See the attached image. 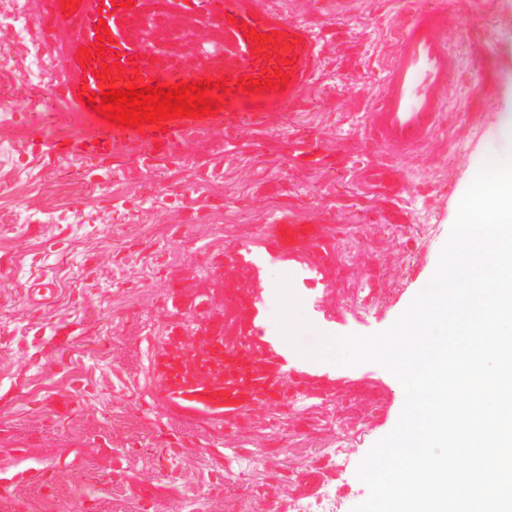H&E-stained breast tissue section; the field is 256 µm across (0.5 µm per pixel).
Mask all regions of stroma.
<instances>
[{
	"mask_svg": "<svg viewBox=\"0 0 512 512\" xmlns=\"http://www.w3.org/2000/svg\"><path fill=\"white\" fill-rule=\"evenodd\" d=\"M398 0H346L323 15L313 0H288L291 14L322 26L324 74L305 112L274 114L263 134L245 133L236 156L209 135L195 139L193 162H223L222 223L176 224L149 212L123 224L101 212L82 179L87 157L75 145L83 129L71 113L44 125L40 112L0 125V141L21 147L35 136L68 147L73 171L57 183L42 158L31 178L0 170V461L37 445L55 459L46 483L17 488L0 512H281L285 501L332 487L341 512L369 495L356 471L395 427L405 402L400 382L374 362L339 367L289 352L279 335L281 265L314 264L320 275L299 296L311 349L321 335L385 331L425 287L430 265L454 223L469 169L496 123L512 80V0H448L453 22L471 21L452 43L464 64L448 84V110L418 157L399 163L411 199L402 219L362 198L352 170L380 148L364 135L378 93L379 65L390 50L388 20ZM484 75L472 90L470 73ZM320 139L324 164L287 167L289 129ZM74 213L71 223L9 224L22 206ZM321 227L316 239L285 240L273 221L288 210ZM379 276L375 292L367 273ZM55 278L59 293L31 307L27 286ZM210 326L249 338V352L223 354L225 365L257 370L255 389L176 394L167 353H197L201 336L185 322L204 303ZM76 395L60 413L54 401ZM320 448H339L344 470L315 463ZM287 465L285 488L264 497L271 462Z\"/></svg>",
	"mask_w": 512,
	"mask_h": 512,
	"instance_id": "stroma-1",
	"label": "stroma"
}]
</instances>
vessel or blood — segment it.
Returning a JSON list of instances; mask_svg holds the SVG:
<instances>
[{"label": "vessel or blood", "instance_id": "1", "mask_svg": "<svg viewBox=\"0 0 512 512\" xmlns=\"http://www.w3.org/2000/svg\"><path fill=\"white\" fill-rule=\"evenodd\" d=\"M77 10L66 13L60 0H44L36 26L51 47L62 78L58 104L74 112L84 134L81 151L111 155L122 146L138 152L168 155L175 152L189 133L205 132L224 138L225 153H232L238 137L265 129L270 114L304 112L313 103L324 67L325 41L320 27L295 17H285L277 0H134L132 7L112 5L111 0H77ZM158 17L169 29L205 31L211 53L199 56L193 65L159 63L154 44L141 30L145 16ZM106 21L113 39L104 56H93L91 69L77 61L82 47H96L97 25ZM450 25L447 0H428L426 5L406 8L392 24L390 53L381 67L380 91L366 116L370 140L383 148L384 158L358 168L354 174L360 196L373 202H394L408 191V180L395 159L425 150L433 140L448 107V78L460 69L448 43ZM276 34L278 43L254 46L245 28ZM123 64L128 77L139 85L157 80L168 84L202 78H227L229 92L218 113L207 118L166 121L164 126L121 128L105 122L93 104L81 102V92L105 91L94 72L112 62ZM281 69L288 74L285 89L247 94L237 91L241 77L264 78ZM292 165L312 168L323 163L319 145L292 133ZM30 302L42 306L58 294L55 280L41 275L27 289ZM53 461L32 455L27 464L0 466V497L9 498L22 484L44 481Z\"/></svg>", "mask_w": 512, "mask_h": 512}]
</instances>
